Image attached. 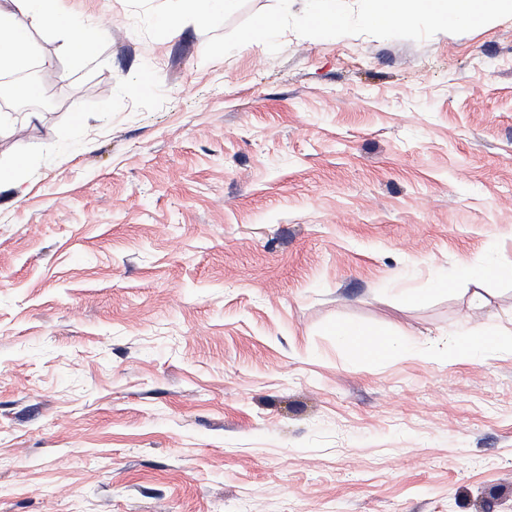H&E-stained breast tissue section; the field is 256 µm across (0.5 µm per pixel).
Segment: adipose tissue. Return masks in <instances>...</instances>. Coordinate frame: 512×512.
<instances>
[{"instance_id":"ef3b65f1","label":"adipose tissue","mask_w":512,"mask_h":512,"mask_svg":"<svg viewBox=\"0 0 512 512\" xmlns=\"http://www.w3.org/2000/svg\"><path fill=\"white\" fill-rule=\"evenodd\" d=\"M46 21L68 35V43L79 59L93 53L91 30L98 26L90 19L83 26H75L66 9L65 0H10L9 6H0V72L23 70L34 58L35 52L28 39L23 38L24 28L33 21Z\"/></svg>"}]
</instances>
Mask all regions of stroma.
<instances>
[{
    "mask_svg": "<svg viewBox=\"0 0 512 512\" xmlns=\"http://www.w3.org/2000/svg\"><path fill=\"white\" fill-rule=\"evenodd\" d=\"M67 6L0 128V512H512V346L454 353L512 325V17L207 62ZM337 335L343 336L350 339L354 344L359 346L362 350H366L369 347L376 345L381 355H387L399 348V343L395 340H383L380 342H373L367 336L366 331L356 324H350L348 326H340L337 328ZM501 333L498 328L491 329L473 325L468 327L461 336H472V338L457 345L456 356L460 359H476L482 350L496 348L499 345L495 338L487 336H501Z\"/></svg>",
    "mask_w": 512,
    "mask_h": 512,
    "instance_id": "35a3bbf8",
    "label": "stroma"
}]
</instances>
